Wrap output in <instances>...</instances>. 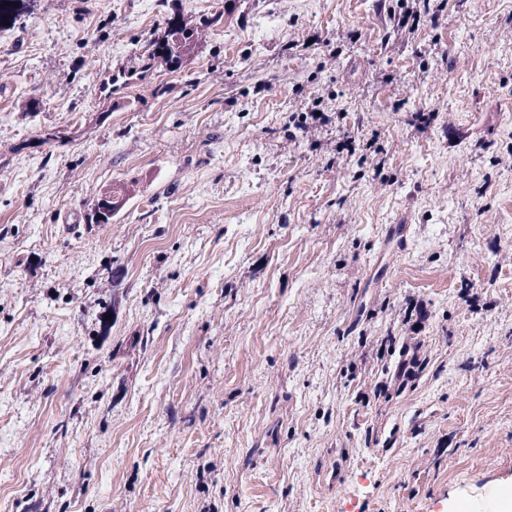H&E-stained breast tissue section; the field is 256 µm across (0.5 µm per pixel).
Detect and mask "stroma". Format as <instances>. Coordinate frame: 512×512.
<instances>
[{"mask_svg": "<svg viewBox=\"0 0 512 512\" xmlns=\"http://www.w3.org/2000/svg\"><path fill=\"white\" fill-rule=\"evenodd\" d=\"M388 8L17 18L0 512H504L512 0H430L411 31ZM174 17L203 38L149 63Z\"/></svg>", "mask_w": 512, "mask_h": 512, "instance_id": "1", "label": "stroma"}]
</instances>
